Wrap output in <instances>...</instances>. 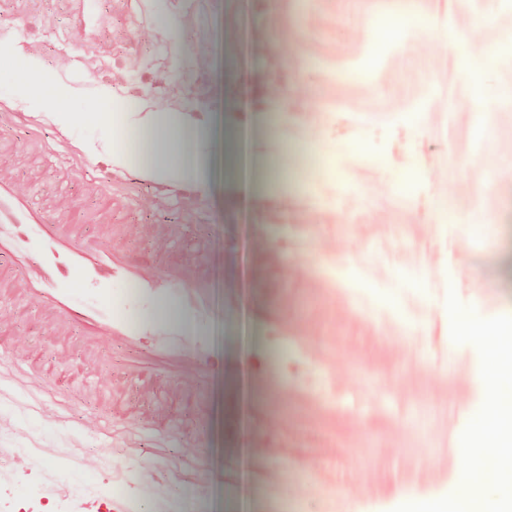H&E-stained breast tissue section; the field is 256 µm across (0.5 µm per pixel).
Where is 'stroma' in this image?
Returning a JSON list of instances; mask_svg holds the SVG:
<instances>
[{"label": "stroma", "mask_w": 512, "mask_h": 512, "mask_svg": "<svg viewBox=\"0 0 512 512\" xmlns=\"http://www.w3.org/2000/svg\"><path fill=\"white\" fill-rule=\"evenodd\" d=\"M154 15L175 33L132 47L116 15L112 48L96 57L66 0L0 12V157L85 234L107 230L97 215L110 200L91 187L105 174L137 199L114 215L139 225L134 248L160 254L169 224L184 253L208 247L227 303L224 371L174 401L178 438L123 433L120 372L89 364V385H76L79 337L59 345L47 316L0 287V329L48 378L29 387L0 366V475L11 479L0 512H106L115 497L148 507L157 493L164 512H344L361 482L362 512H394L397 486L416 501L456 492L450 433L483 393L477 350L449 340L447 294L512 316V0H155ZM27 65L61 80L67 131L35 120L45 96ZM102 92L254 129L261 194L244 208L228 183L163 204L137 169L88 165L77 145L102 137L150 157L120 121L91 120ZM450 213L465 219L452 231Z\"/></svg>", "instance_id": "obj_1"}]
</instances>
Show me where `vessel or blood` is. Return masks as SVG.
<instances>
[{"instance_id":"1","label":"vessel or blood","mask_w":512,"mask_h":512,"mask_svg":"<svg viewBox=\"0 0 512 512\" xmlns=\"http://www.w3.org/2000/svg\"><path fill=\"white\" fill-rule=\"evenodd\" d=\"M73 17L96 50L107 46L100 33L109 17L98 13L93 0H71ZM151 0H137V13L126 31L129 43L139 41L151 25ZM134 231L113 225L106 233L87 236L75 225L57 223L19 191L8 162L0 163V257L7 258L22 295L51 318L54 335L80 333L86 356L100 362L113 351L125 354V377L141 383H164L169 389L186 386L207 389L222 367L210 331L215 293L212 278L179 253L163 259L133 252L127 241ZM57 255L66 261L58 268L45 261ZM147 310L172 303L187 312L195 328L180 321L145 319L133 315L131 302ZM129 428L147 427L159 437L176 436V423L160 413L149 419L126 416Z\"/></svg>"}]
</instances>
